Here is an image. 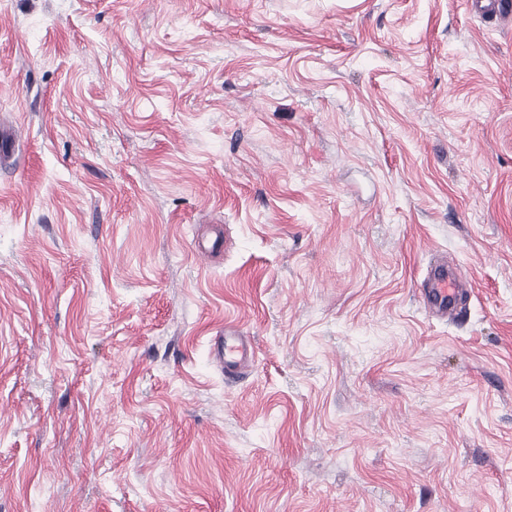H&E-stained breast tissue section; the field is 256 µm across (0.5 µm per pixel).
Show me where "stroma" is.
Wrapping results in <instances>:
<instances>
[{
    "instance_id": "35a3bbf8",
    "label": "stroma",
    "mask_w": 512,
    "mask_h": 512,
    "mask_svg": "<svg viewBox=\"0 0 512 512\" xmlns=\"http://www.w3.org/2000/svg\"><path fill=\"white\" fill-rule=\"evenodd\" d=\"M1 129L0 512H512V18L0 0ZM462 276L457 271H449L448 266H433L428 273L423 288L419 290V298L426 312L447 317L448 309H454L463 292L471 290V282L467 280L462 288ZM211 353L224 369V378L227 381H233L245 374L255 358V351L248 337L240 336L231 327H225L223 333L214 337Z\"/></svg>"
}]
</instances>
